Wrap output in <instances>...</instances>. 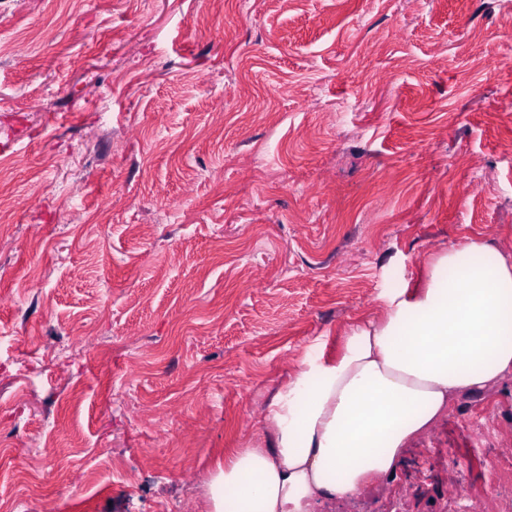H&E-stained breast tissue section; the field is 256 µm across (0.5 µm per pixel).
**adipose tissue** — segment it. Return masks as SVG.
I'll use <instances>...</instances> for the list:
<instances>
[{
    "label": "adipose tissue",
    "mask_w": 512,
    "mask_h": 512,
    "mask_svg": "<svg viewBox=\"0 0 512 512\" xmlns=\"http://www.w3.org/2000/svg\"><path fill=\"white\" fill-rule=\"evenodd\" d=\"M334 360L306 355L266 407L271 433L217 463L211 512H312L393 473L460 397L512 378V258L452 245L422 288L384 296Z\"/></svg>",
    "instance_id": "1"
}]
</instances>
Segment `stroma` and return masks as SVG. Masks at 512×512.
Returning a JSON list of instances; mask_svg holds the SVG:
<instances>
[{"label":"stroma","instance_id":"35a3bbf8","mask_svg":"<svg viewBox=\"0 0 512 512\" xmlns=\"http://www.w3.org/2000/svg\"><path fill=\"white\" fill-rule=\"evenodd\" d=\"M0 200V502L210 512L307 352L448 245L512 256V0H0ZM463 484L512 512V380L315 512Z\"/></svg>","mask_w":512,"mask_h":512}]
</instances>
